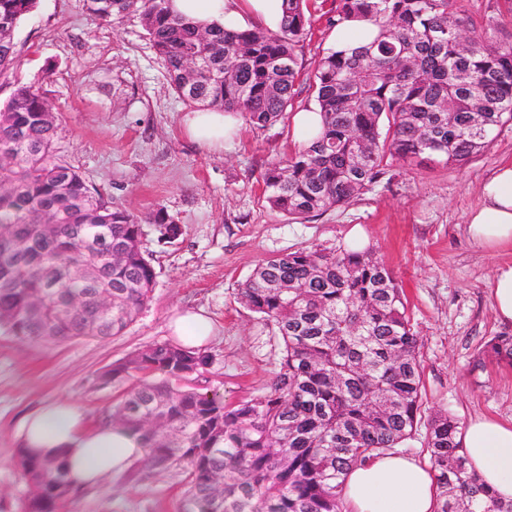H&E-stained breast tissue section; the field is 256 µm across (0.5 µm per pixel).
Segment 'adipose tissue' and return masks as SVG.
<instances>
[{
	"label": "adipose tissue",
	"instance_id": "obj_1",
	"mask_svg": "<svg viewBox=\"0 0 512 512\" xmlns=\"http://www.w3.org/2000/svg\"><path fill=\"white\" fill-rule=\"evenodd\" d=\"M168 7L201 27L278 29L282 0H169ZM185 131L201 145L223 146L236 132V115L221 110L186 113ZM481 203L467 218L479 247L512 245V160L502 162L480 187ZM22 446L37 456L64 455L74 486H97L141 459L136 435L118 426H88L84 410L68 399L42 403L19 422ZM464 454L480 484L504 504L512 502V422L476 417L462 436ZM437 480L430 465L387 451L350 469L343 512H436Z\"/></svg>",
	"mask_w": 512,
	"mask_h": 512
}]
</instances>
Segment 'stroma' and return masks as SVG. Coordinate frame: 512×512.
Here are the masks:
<instances>
[{"mask_svg":"<svg viewBox=\"0 0 512 512\" xmlns=\"http://www.w3.org/2000/svg\"><path fill=\"white\" fill-rule=\"evenodd\" d=\"M336 0H309L311 26L298 52L303 92L334 34ZM17 79L41 86L59 122L60 154L91 188L137 215L163 208L180 236L162 240L155 225L143 243L156 286L137 320L109 339L32 343L0 329V512H23L26 483L13 459L17 422L42 402L68 398L101 423L128 387L106 381L112 363L170 340L171 315L203 311L216 326L205 346L210 364L192 385L234 404L268 393L280 368L271 327L237 293L262 262L296 250L356 246L381 258L402 288L419 341L426 413L449 411L512 421V366L488 359L487 342L508 331L494 315L490 284L512 249L470 242L466 217L482 181L512 159V122L466 165H394L388 178L349 204L291 220L264 198L267 163L300 145L290 118L262 130L241 124L223 147L206 149L181 123L189 106L171 88L139 19L113 27L93 21L82 0H38L16 30ZM184 475L174 469L141 482L121 474L85 490L67 512H177Z\"/></svg>","mask_w":512,"mask_h":512,"instance_id":"obj_1","label":"stroma"}]
</instances>
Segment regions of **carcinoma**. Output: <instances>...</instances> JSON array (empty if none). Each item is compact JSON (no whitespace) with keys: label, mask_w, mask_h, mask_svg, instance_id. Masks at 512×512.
Masks as SVG:
<instances>
[{"label":"carcinoma","mask_w":512,"mask_h":512,"mask_svg":"<svg viewBox=\"0 0 512 512\" xmlns=\"http://www.w3.org/2000/svg\"><path fill=\"white\" fill-rule=\"evenodd\" d=\"M93 20L137 17L178 96L192 106L238 112L265 129L294 107L298 48L310 28L307 0H284L278 30L200 29L168 0H82ZM37 0H0V79L17 62L15 31ZM377 28L347 53L323 52L308 85L322 131L288 159L267 164L265 201L293 220L352 202L393 164L420 159L462 165L481 155L494 130L512 121V39L475 30L453 0H338L330 26ZM41 88L14 81L0 103V225L27 242L0 253V328L31 342L107 339L124 332L156 283L142 223L175 239L161 208L142 218L90 188L57 157L58 124ZM35 214L56 225L49 232ZM122 255L109 260L98 238ZM93 270L94 288L66 273ZM244 307L283 344L270 393L224 405L188 387L209 356L162 342L103 373L131 379L108 421L139 437L141 480L178 468L179 512H342L347 471L427 430L440 489L437 512H512L479 485L461 445L459 421L440 412L422 421L419 338L392 272L368 250L294 251L254 269L240 288ZM487 352L512 365V335ZM25 512H64L78 495L59 456L19 448Z\"/></svg>","instance_id":"1"}]
</instances>
